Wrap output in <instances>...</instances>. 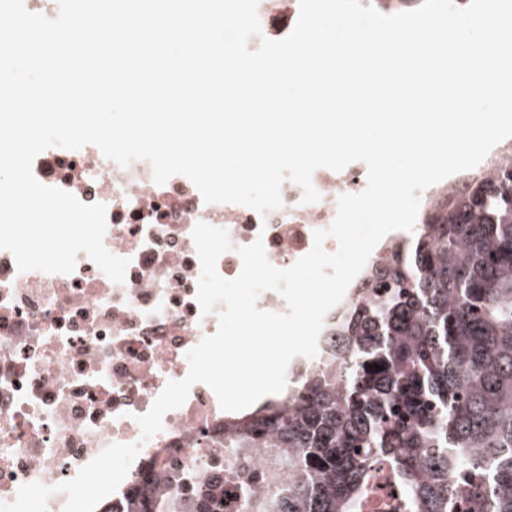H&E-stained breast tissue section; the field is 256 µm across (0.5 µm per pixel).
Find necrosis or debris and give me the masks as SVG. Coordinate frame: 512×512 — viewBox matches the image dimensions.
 I'll use <instances>...</instances> for the list:
<instances>
[{"mask_svg": "<svg viewBox=\"0 0 512 512\" xmlns=\"http://www.w3.org/2000/svg\"><path fill=\"white\" fill-rule=\"evenodd\" d=\"M300 0H258L262 39L279 40L294 29ZM43 185L66 190L86 204L107 207L104 245L128 259L117 283L85 253L69 274L18 271L0 249V503L14 502L21 486L53 487L47 512H63L57 484L113 443L142 448L118 489L95 512H128L144 474L158 478L155 492L176 501L175 512H243L242 485L262 491L269 458L262 448H228L224 433L237 427L205 384H194L185 403L167 412L162 430L142 440L138 415L146 413L172 380L189 372L187 353L218 327L196 300L201 265L192 238L197 223L224 229L232 243L217 261L226 279L242 269L240 247L262 240L268 261L287 268L328 229L340 195L367 184L368 168L316 169L317 202L302 201L291 179L281 187V207L264 213L232 203H205L183 175L153 180L149 162L121 166L93 144L77 150L53 146L32 163ZM205 479L215 494L204 507L194 489Z\"/></svg>", "mask_w": 512, "mask_h": 512, "instance_id": "necrosis-or-debris-1", "label": "necrosis or debris"}]
</instances>
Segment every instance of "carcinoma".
Segmentation results:
<instances>
[{
    "label": "carcinoma",
    "instance_id": "obj_1",
    "mask_svg": "<svg viewBox=\"0 0 512 512\" xmlns=\"http://www.w3.org/2000/svg\"><path fill=\"white\" fill-rule=\"evenodd\" d=\"M421 223L388 245L389 281L336 309L329 367L224 435L270 449L246 512H362L383 469L403 512H512V157Z\"/></svg>",
    "mask_w": 512,
    "mask_h": 512
}]
</instances>
